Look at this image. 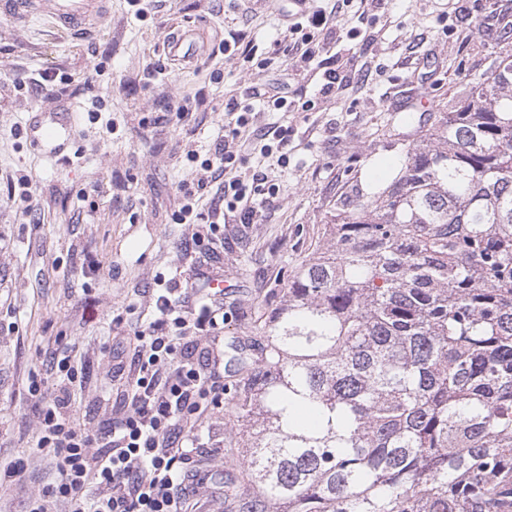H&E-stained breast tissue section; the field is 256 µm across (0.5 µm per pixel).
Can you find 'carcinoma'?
I'll return each mask as SVG.
<instances>
[{
    "label": "carcinoma",
    "mask_w": 512,
    "mask_h": 512,
    "mask_svg": "<svg viewBox=\"0 0 512 512\" xmlns=\"http://www.w3.org/2000/svg\"><path fill=\"white\" fill-rule=\"evenodd\" d=\"M259 311L230 512H512V54Z\"/></svg>",
    "instance_id": "cac0c4a2"
}]
</instances>
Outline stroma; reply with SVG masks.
<instances>
[{
	"label": "stroma",
	"mask_w": 512,
	"mask_h": 512,
	"mask_svg": "<svg viewBox=\"0 0 512 512\" xmlns=\"http://www.w3.org/2000/svg\"><path fill=\"white\" fill-rule=\"evenodd\" d=\"M335 11V28L314 30L312 58L285 70L273 41L301 17ZM199 24L205 53L177 67L160 47L183 22ZM257 47L213 79L212 53L229 34ZM512 53V0H149L136 14L127 0H106L86 41L64 40L45 23L0 16V458L27 457L31 480L0 487V512H23L33 490L53 479L33 452L37 411L26 393L30 371H45L56 337L76 346L86 380L76 388L79 416L94 428L107 418L122 381L113 358L127 336L152 318L159 287L208 293L224 282L225 340L260 333L257 314L280 302L291 272L328 247L323 222L337 200L356 189L373 194L399 172L397 146L407 112H449L466 89ZM343 76L335 95H315L323 61ZM162 71L150 76L147 63ZM71 76L52 95L14 89L17 72ZM200 96L196 112H159L160 92ZM284 96L313 109L269 112L263 96ZM252 98V131L241 154L257 163L260 134L288 129V157L274 167L280 197L253 223L229 221L217 247L191 240L177 224L180 187L204 178L199 162L214 151L233 99ZM104 104L100 118L88 111ZM73 116L70 137L55 158L36 129ZM32 180L30 197L8 196L7 175ZM101 262L93 270V262ZM224 368V454L210 469L241 456L250 423L237 420L238 384Z\"/></svg>",
	"instance_id": "stroma-1"
}]
</instances>
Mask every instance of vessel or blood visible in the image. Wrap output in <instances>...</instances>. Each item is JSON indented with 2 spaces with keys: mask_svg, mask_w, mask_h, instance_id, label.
<instances>
[{
  "mask_svg": "<svg viewBox=\"0 0 512 512\" xmlns=\"http://www.w3.org/2000/svg\"><path fill=\"white\" fill-rule=\"evenodd\" d=\"M103 0H0V13L22 20L33 15L49 18L57 34L66 39L89 37L103 12ZM163 49L170 60L195 61L202 46L198 31L188 27L166 38Z\"/></svg>",
  "mask_w": 512,
  "mask_h": 512,
  "instance_id": "1",
  "label": "vessel or blood"
}]
</instances>
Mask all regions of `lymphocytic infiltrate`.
Masks as SVG:
<instances>
[{
	"instance_id": "lymphocytic-infiltrate-1",
	"label": "lymphocytic infiltrate",
	"mask_w": 512,
	"mask_h": 512,
	"mask_svg": "<svg viewBox=\"0 0 512 512\" xmlns=\"http://www.w3.org/2000/svg\"><path fill=\"white\" fill-rule=\"evenodd\" d=\"M227 114L223 141L202 163L206 178L182 188L177 223L213 230L232 213L248 224L279 197L277 180L259 167L245 172L236 148L253 122L252 106L236 101ZM223 320V308L206 297L186 307L174 289L159 294L153 320L129 339L136 375L125 401L94 430L81 423L72 397L79 370L58 346L50 378L34 374L28 383L41 405L34 446L56 477L28 496L24 512H49L58 502L64 512H198L191 446L224 403V350L212 336Z\"/></svg>"
}]
</instances>
